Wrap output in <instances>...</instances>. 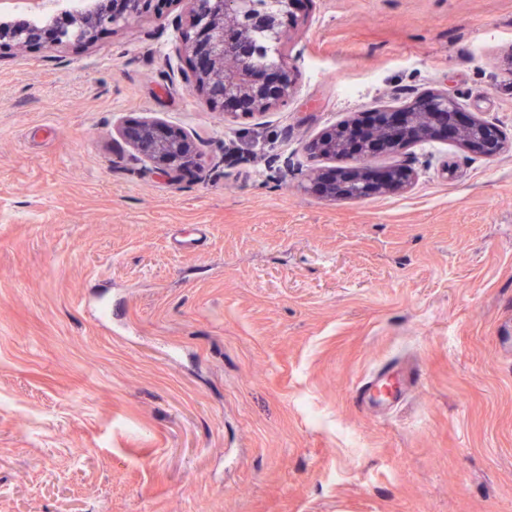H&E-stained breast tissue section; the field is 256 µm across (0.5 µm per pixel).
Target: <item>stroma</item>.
I'll list each match as a JSON object with an SVG mask.
<instances>
[{"mask_svg": "<svg viewBox=\"0 0 512 512\" xmlns=\"http://www.w3.org/2000/svg\"><path fill=\"white\" fill-rule=\"evenodd\" d=\"M187 29L0 60V512H512V0H311L252 117L189 89ZM430 89L504 149L310 191L309 141ZM153 118L197 165L120 136ZM386 366L417 378L358 411ZM120 133L140 153L151 158L163 176L175 177L197 156L188 134L170 129L156 119L125 126ZM388 378V372L380 373L373 380L365 383L364 385L357 388L352 393V400L359 410L370 408L376 401L385 399L386 396H391L393 398L400 397L401 390L395 389L392 393L389 391L387 394L383 392V388L386 386V381Z\"/></svg>", "mask_w": 512, "mask_h": 512, "instance_id": "1", "label": "stroma"}]
</instances>
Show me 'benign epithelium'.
Here are the masks:
<instances>
[{"mask_svg":"<svg viewBox=\"0 0 512 512\" xmlns=\"http://www.w3.org/2000/svg\"><path fill=\"white\" fill-rule=\"evenodd\" d=\"M175 2L183 6L189 20L183 44L191 61L188 81L213 109L262 114L293 94L295 75L280 57V48L287 27L297 23L304 0H276L272 10L258 8L256 0ZM146 5L148 0H94L87 17L66 16V23L57 27L49 39L40 26L3 22L0 49L25 46L52 53L63 44L91 42L106 29L128 23ZM457 114L456 101L444 91H434L396 110L377 112V122L367 130H360L357 121L347 120L325 131L311 143V153L322 158H345L354 166L337 168L329 174L312 173L310 190L328 200L406 190L414 182L410 169L394 165L376 180L367 160L450 129L458 144L469 151L486 157L499 153L503 141L495 127L478 118L459 124ZM121 135L151 158L164 176H174L197 156L188 134L156 119L125 126Z\"/></svg>","mask_w":512,"mask_h":512,"instance_id":"7a95c632","label":"benign epithelium"}]
</instances>
